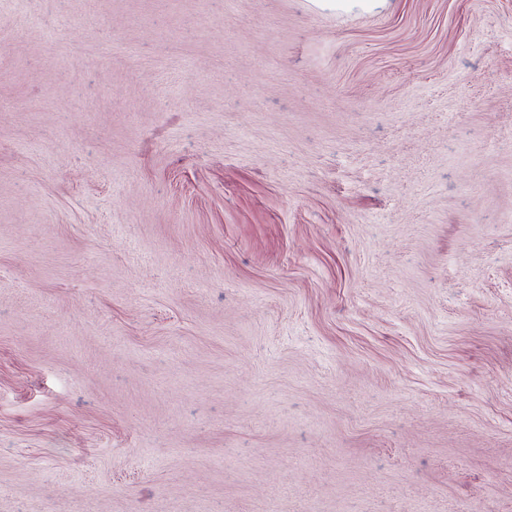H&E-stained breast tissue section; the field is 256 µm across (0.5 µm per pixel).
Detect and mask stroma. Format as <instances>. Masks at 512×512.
<instances>
[{"instance_id":"35a3bbf8","label":"stroma","mask_w":512,"mask_h":512,"mask_svg":"<svg viewBox=\"0 0 512 512\" xmlns=\"http://www.w3.org/2000/svg\"><path fill=\"white\" fill-rule=\"evenodd\" d=\"M0 512H512V0H0ZM385 0H315V4L321 9L332 11H351L359 9L362 11H372Z\"/></svg>"}]
</instances>
